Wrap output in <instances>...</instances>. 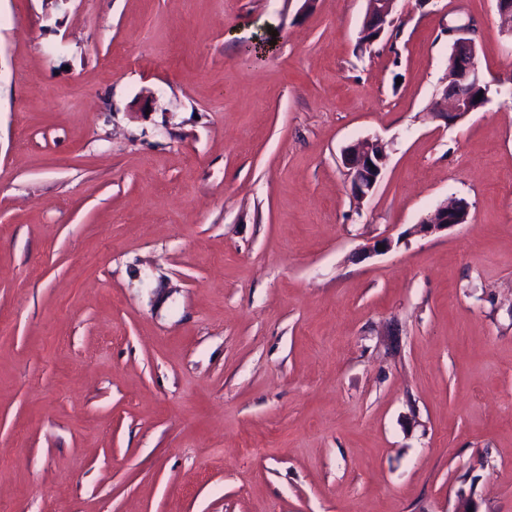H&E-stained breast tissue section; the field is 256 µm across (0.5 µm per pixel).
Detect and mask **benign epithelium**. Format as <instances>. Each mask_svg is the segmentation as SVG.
Returning a JSON list of instances; mask_svg holds the SVG:
<instances>
[{"mask_svg":"<svg viewBox=\"0 0 512 512\" xmlns=\"http://www.w3.org/2000/svg\"><path fill=\"white\" fill-rule=\"evenodd\" d=\"M366 2L367 9L362 22L360 43L367 48L394 26L398 0H366ZM469 34L470 29L465 25L448 27V36L452 37L451 55L454 73L449 76L450 84L443 89L448 109L441 113L448 123L460 119L465 106L477 89L488 86L478 67L475 44ZM341 160L354 197L363 200L372 195L381 180L386 162L383 143L377 138L358 140L342 150ZM467 217L468 204L465 201L459 199L445 202L415 225L413 232L417 234L440 232L450 226L464 223Z\"/></svg>","mask_w":512,"mask_h":512,"instance_id":"benign-epithelium-1","label":"benign epithelium"}]
</instances>
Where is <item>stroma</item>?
I'll return each mask as SVG.
<instances>
[{"label": "stroma", "instance_id": "obj_1", "mask_svg": "<svg viewBox=\"0 0 512 512\" xmlns=\"http://www.w3.org/2000/svg\"><path fill=\"white\" fill-rule=\"evenodd\" d=\"M365 10L0 0L5 512H512V35L399 0L363 49ZM469 34L470 29L465 25L452 26L448 29V36L452 37L448 69L452 66L454 73L448 78L451 83L443 89V96L444 100L448 102V109L440 114L447 123H453L460 119L465 106L477 89L482 88L485 92L482 106L488 99L489 86L478 67L475 44L473 39L468 36ZM482 89L475 93V97L479 93H482L483 96ZM341 160L354 197L363 200L371 196L381 180L386 162L383 143L378 138L358 140L342 150ZM468 217V204L459 199L445 202L437 206L419 224H416L413 233L431 234L448 229L450 226L463 224Z\"/></svg>", "mask_w": 512, "mask_h": 512}]
</instances>
